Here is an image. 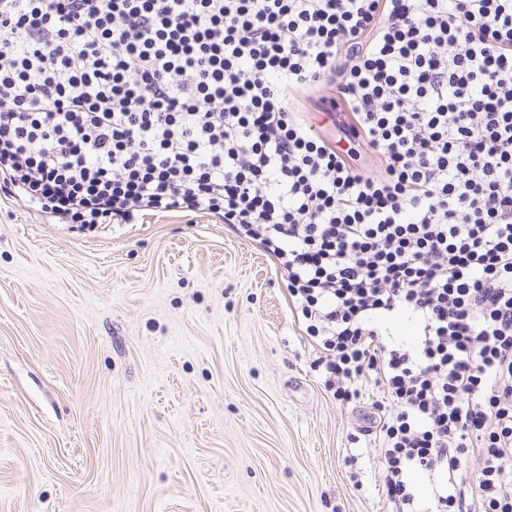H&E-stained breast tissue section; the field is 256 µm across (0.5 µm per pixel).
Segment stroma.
Returning a JSON list of instances; mask_svg holds the SVG:
<instances>
[{
	"mask_svg": "<svg viewBox=\"0 0 512 512\" xmlns=\"http://www.w3.org/2000/svg\"><path fill=\"white\" fill-rule=\"evenodd\" d=\"M314 357L214 218L91 228L0 193V512H388L358 434L382 394L339 405Z\"/></svg>",
	"mask_w": 512,
	"mask_h": 512,
	"instance_id": "35a3bbf8",
	"label": "stroma"
}]
</instances>
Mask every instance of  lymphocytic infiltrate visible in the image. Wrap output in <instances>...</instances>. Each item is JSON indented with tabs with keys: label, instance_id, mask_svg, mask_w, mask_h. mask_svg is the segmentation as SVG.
<instances>
[{
	"label": "lymphocytic infiltrate",
	"instance_id": "lymphocytic-infiltrate-1",
	"mask_svg": "<svg viewBox=\"0 0 512 512\" xmlns=\"http://www.w3.org/2000/svg\"><path fill=\"white\" fill-rule=\"evenodd\" d=\"M0 186L68 224H228L327 395L382 392L391 512H512V0H0Z\"/></svg>",
	"mask_w": 512,
	"mask_h": 512
}]
</instances>
